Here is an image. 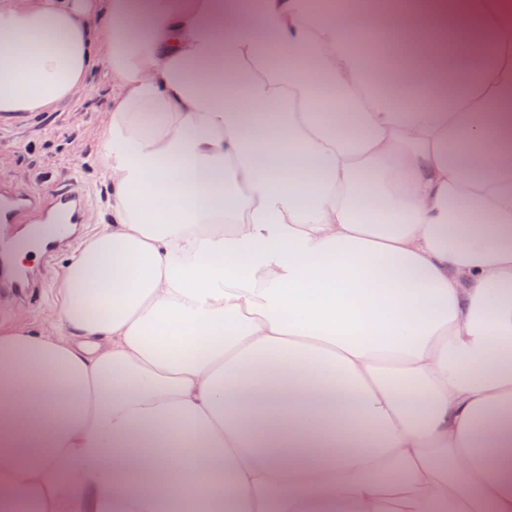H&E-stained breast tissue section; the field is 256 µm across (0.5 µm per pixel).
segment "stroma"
Segmentation results:
<instances>
[{
	"mask_svg": "<svg viewBox=\"0 0 512 512\" xmlns=\"http://www.w3.org/2000/svg\"><path fill=\"white\" fill-rule=\"evenodd\" d=\"M88 82L90 91L81 102L0 123V183L45 194L74 179L91 194L94 210L104 209L106 191L94 159L112 105V88L101 72L91 73ZM52 304L49 294L29 306L8 297L0 304V326L38 327Z\"/></svg>",
	"mask_w": 512,
	"mask_h": 512,
	"instance_id": "stroma-1",
	"label": "stroma"
}]
</instances>
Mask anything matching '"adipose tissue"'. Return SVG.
Listing matches in <instances>:
<instances>
[{"instance_id":"1","label":"adipose tissue","mask_w":512,"mask_h":512,"mask_svg":"<svg viewBox=\"0 0 512 512\" xmlns=\"http://www.w3.org/2000/svg\"><path fill=\"white\" fill-rule=\"evenodd\" d=\"M97 68L0 512H512V0H0V115Z\"/></svg>"}]
</instances>
